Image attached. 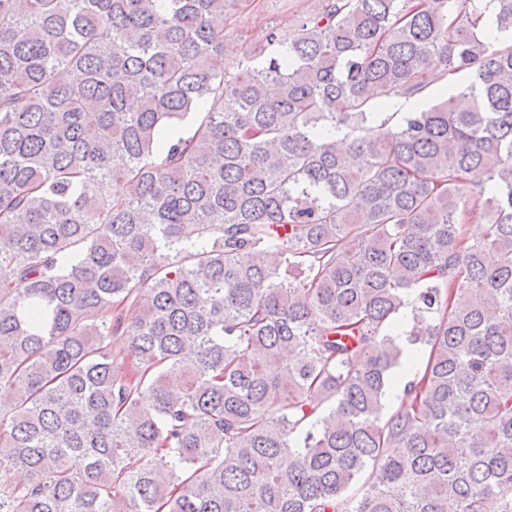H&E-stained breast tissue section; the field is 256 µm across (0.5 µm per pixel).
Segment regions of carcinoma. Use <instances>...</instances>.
Masks as SVG:
<instances>
[{
    "instance_id": "cac0c4a2",
    "label": "carcinoma",
    "mask_w": 512,
    "mask_h": 512,
    "mask_svg": "<svg viewBox=\"0 0 512 512\" xmlns=\"http://www.w3.org/2000/svg\"><path fill=\"white\" fill-rule=\"evenodd\" d=\"M481 2L320 0L246 46L255 0H0V512H512V0L484 35ZM434 66L472 79L374 100ZM415 353L413 350L406 348L402 357V367L397 369L398 378L391 389L387 392L386 400L395 398L402 394L404 384L411 378L415 367Z\"/></svg>"
}]
</instances>
